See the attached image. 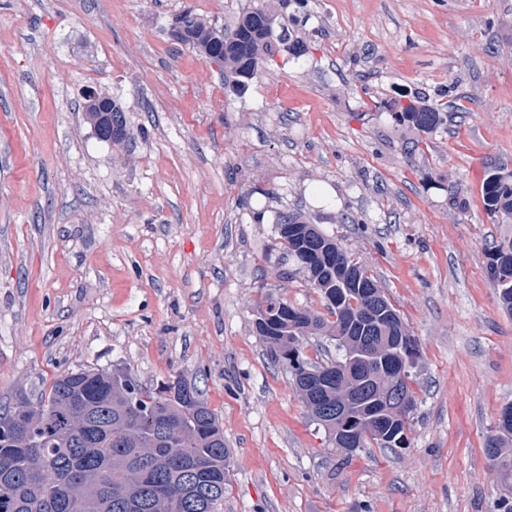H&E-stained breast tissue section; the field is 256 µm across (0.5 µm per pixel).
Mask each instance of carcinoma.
<instances>
[{
	"label": "carcinoma",
	"instance_id": "carcinoma-1",
	"mask_svg": "<svg viewBox=\"0 0 512 512\" xmlns=\"http://www.w3.org/2000/svg\"><path fill=\"white\" fill-rule=\"evenodd\" d=\"M305 0H277L275 9L252 7L230 32L218 29L193 10L183 39L211 59L245 88L281 45L300 59L303 40L292 38L288 22ZM407 103H402V99ZM395 121L428 134L443 125L448 113L416 92L381 103ZM485 211L512 223V171L491 173L483 185ZM277 233L286 256L311 287L325 299L322 314L288 304L294 315L277 313L284 301L267 297L256 319L269 323L262 336L271 360L284 366L307 412L336 436V418H318L320 408L336 402L339 386L319 387L309 372L359 357L345 383L375 391L384 386L383 358L397 344L404 325L399 313L367 312L348 272L361 269L362 287L383 288L355 261L336 237L323 232L299 211L278 215ZM487 274L498 291L501 309L512 316V236L488 249ZM350 334V346L336 344V357L318 362L307 356L311 336ZM120 371L79 369L56 377L49 393L40 394L25 424L10 422L15 407L1 408L0 468L9 467L7 487L0 486V512H216L224 500L230 450L224 430L199 389L183 380L162 382L155 389L134 390L122 383ZM404 422L386 415L385 438L406 442ZM484 447L494 449L490 464L512 477V421H498Z\"/></svg>",
	"mask_w": 512,
	"mask_h": 512
}]
</instances>
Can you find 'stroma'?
Wrapping results in <instances>:
<instances>
[{
	"instance_id": "obj_1",
	"label": "stroma",
	"mask_w": 512,
	"mask_h": 512,
	"mask_svg": "<svg viewBox=\"0 0 512 512\" xmlns=\"http://www.w3.org/2000/svg\"><path fill=\"white\" fill-rule=\"evenodd\" d=\"M258 2L0 0V406L81 368L180 377L231 450L220 512H494L512 317L487 246L512 226L481 187L512 170V0H307V54L242 91L169 34L185 9L222 28ZM448 85L467 111L429 134L376 106ZM86 86L124 106L126 142L97 138ZM293 209L417 341L407 448L343 462L254 329L269 294L325 310L282 273Z\"/></svg>"
}]
</instances>
